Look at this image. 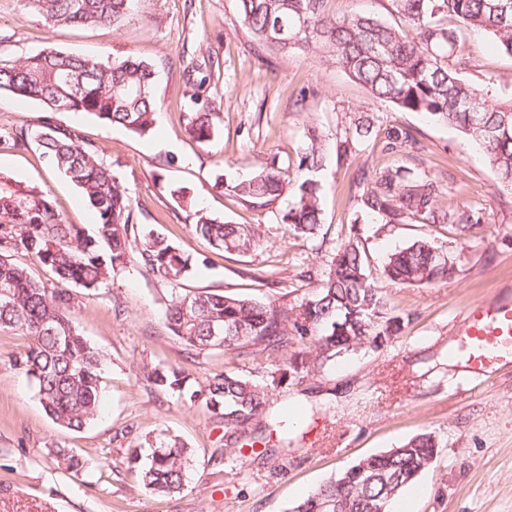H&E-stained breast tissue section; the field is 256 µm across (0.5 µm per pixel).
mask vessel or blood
<instances>
[{
  "instance_id": "obj_1",
  "label": "vessel or blood",
  "mask_w": 512,
  "mask_h": 512,
  "mask_svg": "<svg viewBox=\"0 0 512 512\" xmlns=\"http://www.w3.org/2000/svg\"><path fill=\"white\" fill-rule=\"evenodd\" d=\"M456 329L465 346L466 369L480 373L487 360L512 352V298L486 300L462 311Z\"/></svg>"
}]
</instances>
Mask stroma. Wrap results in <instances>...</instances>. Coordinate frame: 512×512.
I'll return each instance as SVG.
<instances>
[{"label": "stroma", "mask_w": 512, "mask_h": 512, "mask_svg": "<svg viewBox=\"0 0 512 512\" xmlns=\"http://www.w3.org/2000/svg\"><path fill=\"white\" fill-rule=\"evenodd\" d=\"M326 9L338 17L370 13L406 36L414 34L388 0H328ZM465 45L476 58L461 77L476 86L494 79L495 95L511 98L512 56L478 32ZM46 48L154 64L161 111L147 135L81 113L60 112L56 119L98 148L132 198L137 224L168 237L192 258L195 273L183 289L293 305L310 289L302 272L322 271L336 246L355 233L389 313H406L411 320L384 348L366 345L340 354L322 372L277 389L272 418L293 410L301 416L300 428L274 432L269 444L244 447L227 459L223 425L204 408L158 389L143 368L180 367L201 381L224 369L248 373L250 364L220 350L196 356L170 336L165 310L171 287L138 263L115 272L94 294L74 289L69 315L107 357L101 412L79 431L55 423L34 385L12 365L26 337L0 333V512H288L329 477L365 456L402 447L423 431L438 440L437 463L401 493L404 512H512V363L493 362L475 376L449 359L461 346L458 314L501 289L512 290V194L498 193L494 172L461 132L368 99L318 54L254 52L236 0H141L122 26L79 28L48 24L28 0H0V64ZM209 55L218 65L203 66ZM307 85L317 93L296 110L294 101ZM196 92L221 116L207 145L186 131ZM357 110L374 117L375 133L348 160H329L318 172L324 219L317 238L293 235L279 223L286 198L259 206L215 186L218 173L233 181L271 161L297 167L308 125H316L332 147L349 134V115ZM45 113L40 102L0 92V162H9L0 165V181L49 192L66 223L82 237H97L91 211L69 178L35 142L7 141L17 128L37 129ZM395 127L411 129L419 150L398 159L388 153L387 133ZM396 159L436 179L447 203L479 211L482 223L462 232L417 218L406 224L355 221L352 197L361 177ZM180 188L219 219L254 225L261 247L240 255L207 247L175 200ZM422 236L454 252V274L419 288L385 279L387 254ZM163 433L193 450L185 485L170 496L153 494L142 478ZM267 446L287 450L286 471L263 456ZM58 447L84 458L81 475L58 469L51 454ZM132 448L140 452L135 465L127 461Z\"/></svg>", "instance_id": "35a3bbf8"}]
</instances>
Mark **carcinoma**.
<instances>
[{"mask_svg":"<svg viewBox=\"0 0 512 512\" xmlns=\"http://www.w3.org/2000/svg\"><path fill=\"white\" fill-rule=\"evenodd\" d=\"M138 0H30L54 26H119L134 14ZM243 25L269 51H311L342 69L369 98L403 112L428 116L462 132L494 171L497 183L512 192V98L492 94L494 79L483 89L459 75L466 58L458 56L466 32H484L512 55V0H390L392 11L415 31L407 38L397 28L362 13L336 17L327 0H236ZM0 91L41 102L47 110L34 141L41 154L80 190L99 224L103 244L83 239L65 223L50 195L29 190L0 193V332L28 338L12 358L13 367L33 382L45 413L67 429L94 421L102 405L104 354L88 343L69 318L75 298L64 288L50 289L12 254L36 256L54 278L87 291L100 288L137 253L141 265L172 285L166 308L171 336L196 355L215 350L233 353L261 369L255 378L236 371L211 372L204 384L188 383L180 368L153 367L147 380L178 394L184 402L205 403L224 423V455L244 443H256L274 392L286 380L319 373L336 355L365 344L389 343L408 314L384 318L385 297L370 281L367 256L357 237L340 243L320 279L294 305L262 302L211 291H176L193 270L169 239L140 236L131 197L99 150L69 126L53 120L58 101L69 111L86 113L104 124L144 136L160 110L155 70L133 57L101 62L46 48L9 66H0ZM188 133L208 144L218 113L191 95ZM352 136L336 142V159L352 154L356 143L374 131L370 116L351 119ZM406 129L388 135L386 150L400 155L417 148ZM327 161L318 130L307 128L297 169L271 163L253 177L229 185L242 201L267 204L291 196L281 223L295 235L314 238L321 231V188L315 174ZM176 202L189 210L195 233L212 248L245 253L261 242L247 224L221 221L176 190ZM356 216L381 224L473 225L479 212L441 199L438 182L399 163L384 167L354 196ZM455 272L452 252L428 239L413 241L388 255L382 273L402 286H428ZM438 443L430 432L413 436L403 447L369 455L327 480L292 508V512H391L395 497L433 467ZM191 449L177 438L154 446L143 472L147 488L162 495L180 492L190 466ZM57 467L80 473L84 461L64 448L54 452Z\"/></svg>","mask_w":512,"mask_h":512,"instance_id":"1","label":"carcinoma"}]
</instances>
